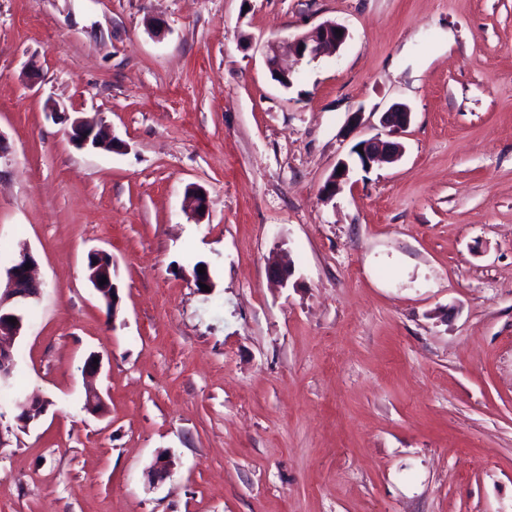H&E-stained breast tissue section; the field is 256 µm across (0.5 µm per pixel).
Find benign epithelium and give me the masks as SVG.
<instances>
[{
  "instance_id": "obj_1",
  "label": "benign epithelium",
  "mask_w": 512,
  "mask_h": 512,
  "mask_svg": "<svg viewBox=\"0 0 512 512\" xmlns=\"http://www.w3.org/2000/svg\"><path fill=\"white\" fill-rule=\"evenodd\" d=\"M348 29L338 23L325 21L318 24L311 31L288 38L284 41L270 45L266 55V65L273 75L285 83L290 80L291 72L280 67V58L283 55H292L297 60L306 58L317 60L327 54L338 51L348 40ZM48 112L56 120L70 122L69 136L71 142L80 149H104L114 151L122 146V142L109 136L104 129L92 121L81 117L71 116L61 110L60 106L52 103ZM411 122V110L402 103H395L381 116V124L388 128L391 139L384 140L375 136L359 143L361 152L357 153L358 162L362 169L371 168L375 162L394 163L403 153V145L394 140V137L404 132ZM338 165L344 167L343 171L333 170L323 187V193L327 197H333L341 189L343 183L349 179L351 171L347 161L341 160ZM202 188L191 186L188 188V204L190 211L196 218H201L205 212L201 208L208 207L207 196L200 195ZM91 260L87 261L88 280L99 298L114 312L120 301L118 288L112 282V256L102 250L89 252ZM37 262L33 253L25 248L9 266L4 269V280L0 284V381L9 378L15 368V361L11 349L16 340L25 336L26 323L21 304L38 298L40 295V283L34 275ZM107 278V283L101 285L99 281ZM15 323H10V320ZM96 355L87 358L83 375L88 381L85 409L92 414H100L104 409V400L93 386V380L100 373V369L94 368L93 359ZM14 405L22 408V414L18 421L23 426H28L41 414L43 404L35 399H20L16 395L13 398ZM171 472V459L166 453L155 457L146 471L147 481L154 487L168 477Z\"/></svg>"
}]
</instances>
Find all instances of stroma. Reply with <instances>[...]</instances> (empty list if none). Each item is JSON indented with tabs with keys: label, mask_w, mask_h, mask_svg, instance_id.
Returning <instances> with one entry per match:
<instances>
[{
	"label": "stroma",
	"mask_w": 512,
	"mask_h": 512,
	"mask_svg": "<svg viewBox=\"0 0 512 512\" xmlns=\"http://www.w3.org/2000/svg\"><path fill=\"white\" fill-rule=\"evenodd\" d=\"M325 21L342 49L274 81L266 45ZM396 103L405 153L363 170ZM23 245L0 512H512V0H0V267ZM48 112L55 120L61 122H70L69 136L71 142L80 149H104L114 151L122 146V142L114 137H109L102 127L81 116L71 117L68 112L61 111L58 104L52 103L48 107ZM411 110L402 103L393 104L381 116V124L388 128V136L396 137L410 125ZM88 255L92 257V261L90 259L88 261L87 258L88 280L107 308L109 305L108 310L114 312L120 297L118 288L112 282V256L102 250L91 251ZM93 259H96V263H93ZM102 276L107 278V283L104 285L99 284ZM98 358L97 355H90L83 367V375L88 381L85 409L92 414H101L104 409V400L97 389L93 386V380L98 376L101 369V362L98 358V364H93V359ZM97 366V369H94Z\"/></svg>",
	"instance_id": "stroma-1"
}]
</instances>
